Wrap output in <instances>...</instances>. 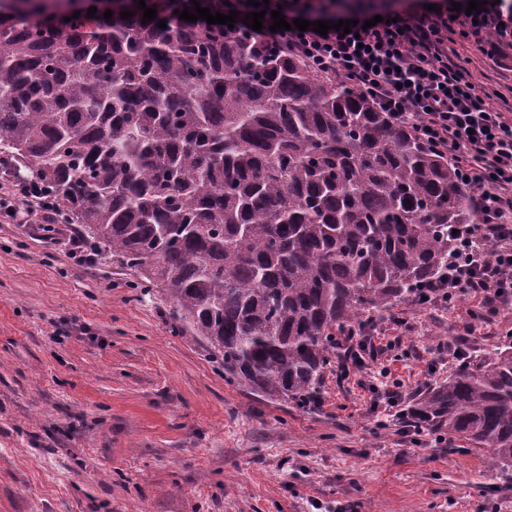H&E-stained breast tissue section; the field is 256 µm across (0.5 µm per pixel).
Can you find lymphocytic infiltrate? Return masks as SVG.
Wrapping results in <instances>:
<instances>
[{
  "instance_id": "lymphocytic-infiltrate-1",
  "label": "lymphocytic infiltrate",
  "mask_w": 512,
  "mask_h": 512,
  "mask_svg": "<svg viewBox=\"0 0 512 512\" xmlns=\"http://www.w3.org/2000/svg\"><path fill=\"white\" fill-rule=\"evenodd\" d=\"M286 21L355 19L367 31L354 35L278 29L272 17L253 30L243 16L247 0H230L219 13L239 11L236 30L297 57L316 73L346 80L367 93L392 121L409 126L431 149L450 155L476 198L480 218L458 227L457 245L446 279L425 289L427 304H445L466 295L486 312L512 304V118L486 101L478 80L455 62L448 30L479 51L512 63V0L482 6L477 16L454 11L468 0H270ZM16 224L49 227L69 217L42 186L11 182L0 192V213Z\"/></svg>"
}]
</instances>
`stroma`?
Returning a JSON list of instances; mask_svg holds the SVG:
<instances>
[{"label":"stroma","mask_w":512,"mask_h":512,"mask_svg":"<svg viewBox=\"0 0 512 512\" xmlns=\"http://www.w3.org/2000/svg\"><path fill=\"white\" fill-rule=\"evenodd\" d=\"M70 248L0 217V512H512L483 453L399 419L456 369L449 340L480 363L512 306L398 305L367 339L388 354L347 378L328 367L300 409L225 381L164 296ZM386 382L400 404L376 402Z\"/></svg>","instance_id":"35a3bbf8"}]
</instances>
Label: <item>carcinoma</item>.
I'll list each match as a JSON object with an SVG mask.
<instances>
[{
    "mask_svg": "<svg viewBox=\"0 0 512 512\" xmlns=\"http://www.w3.org/2000/svg\"><path fill=\"white\" fill-rule=\"evenodd\" d=\"M72 0H0V153L221 355L224 378L317 404L337 334L416 298L474 224L448 156L367 94L179 16L22 27ZM96 7L94 16L88 9ZM166 21V28L158 21ZM512 476V340L402 415Z\"/></svg>",
    "mask_w": 512,
    "mask_h": 512,
    "instance_id": "obj_1",
    "label": "carcinoma"
}]
</instances>
